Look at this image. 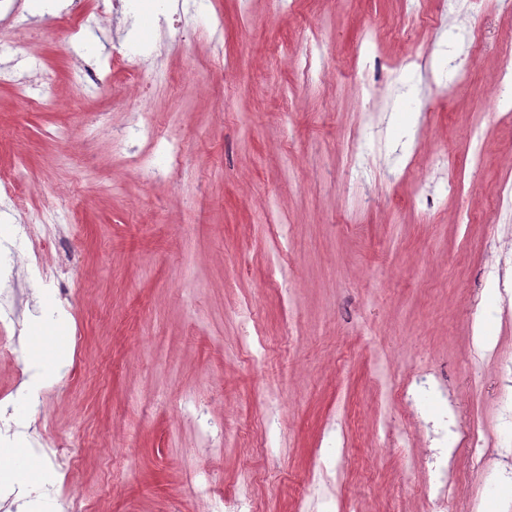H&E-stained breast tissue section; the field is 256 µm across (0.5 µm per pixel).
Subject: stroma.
Listing matches in <instances>:
<instances>
[{
    "label": "stroma",
    "instance_id": "35a3bbf8",
    "mask_svg": "<svg viewBox=\"0 0 512 512\" xmlns=\"http://www.w3.org/2000/svg\"><path fill=\"white\" fill-rule=\"evenodd\" d=\"M73 2L37 12L23 0L0 46V178L27 179L30 206L66 207L74 222L63 250L25 246L66 267L65 283L0 267V289L23 299L17 326L36 318L48 332L66 313L72 346L34 402L18 393L29 358L18 334L0 355V445L25 446L45 473L30 495L0 478V512L32 498L40 512H69L77 498L88 512H197L201 475L231 498L246 473L242 512H427L417 455L437 446L442 403L426 404L395 447L380 435L404 420L408 378L429 370L455 407L463 494L445 512H482L491 499L512 512V259L499 273L485 262L512 239V209L495 203L512 183V117L486 103L493 73L512 69V9L473 18L466 0H208L192 14L165 0L189 27L180 43L162 46L155 12L132 24L163 74L148 110L181 145L180 158L152 155L164 177L148 181L145 144L119 150L111 138L137 102L109 66L132 25ZM473 21L475 51L459 38ZM369 28L380 35L371 47ZM410 52L425 67L397 66ZM318 53L334 78L304 72ZM459 58L470 80L448 96ZM90 59L95 84L80 80ZM18 75L33 78L42 106H21ZM363 81L377 91L370 113L354 94ZM99 111L112 132L88 138ZM437 144L455 193L424 156ZM479 324L493 346L481 347ZM188 396L200 414L185 413ZM60 440L75 444L76 464L49 455Z\"/></svg>",
    "mask_w": 512,
    "mask_h": 512
}]
</instances>
